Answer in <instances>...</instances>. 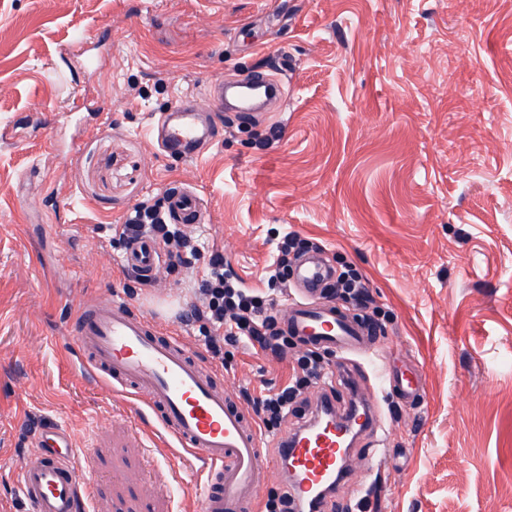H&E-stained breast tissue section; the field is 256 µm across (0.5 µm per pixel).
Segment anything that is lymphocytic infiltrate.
<instances>
[{"label":"lymphocytic infiltrate","mask_w":512,"mask_h":512,"mask_svg":"<svg viewBox=\"0 0 512 512\" xmlns=\"http://www.w3.org/2000/svg\"><path fill=\"white\" fill-rule=\"evenodd\" d=\"M112 234L126 244L142 237L153 239L161 246L170 268H189L200 259L201 250L193 237L181 225L165 222L155 204H136L124 223L113 225ZM195 294L197 301L187 312L186 321L197 326L214 363H223L228 344L245 343L278 359L287 356L292 342L272 313L274 298L244 288L222 255H211ZM323 371L320 353L309 350L295 357L292 373L280 388L256 394L242 390L241 396L252 406L260 431L274 434L287 421L297 399Z\"/></svg>","instance_id":"f902f5d3"}]
</instances>
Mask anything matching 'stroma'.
Wrapping results in <instances>:
<instances>
[{"label": "stroma", "mask_w": 512, "mask_h": 512, "mask_svg": "<svg viewBox=\"0 0 512 512\" xmlns=\"http://www.w3.org/2000/svg\"><path fill=\"white\" fill-rule=\"evenodd\" d=\"M258 71L284 101L242 123L212 111V82ZM179 96L222 129L193 160L147 132ZM170 185L200 194L190 231L247 288L267 291L287 231L364 276L381 334L356 382L386 447L372 460L361 438L330 503L512 512V0H0V512H27L15 469L50 425L78 449L85 512H198L154 414L80 373L65 334L113 294L163 323L190 308L203 262L142 285L112 235ZM225 352L233 394L291 371Z\"/></svg>", "instance_id": "35a3bbf8"}]
</instances>
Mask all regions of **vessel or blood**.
Instances as JSON below:
<instances>
[{"instance_id":"obj_1","label":"vessel or blood","mask_w":512,"mask_h":512,"mask_svg":"<svg viewBox=\"0 0 512 512\" xmlns=\"http://www.w3.org/2000/svg\"><path fill=\"white\" fill-rule=\"evenodd\" d=\"M163 152L197 157L211 143L213 126H200L195 110L178 102L152 126ZM166 213L175 224H197L203 217L200 195L183 187L166 194ZM123 263L152 276L160 261L158 244L144 237L132 242ZM330 276L317 256L296 266V297L290 298L282 324L301 342L342 355L366 354L377 337L363 322L339 311L324 297ZM87 368L116 390L131 392L154 413L162 430L182 449L200 481L195 496L200 512H257V495L273 468L290 464L286 487L295 501L318 500L322 488L349 477L347 456L355 444L348 424L363 413L362 431L382 445L384 430L371 401L339 404L319 398L302 428L272 440L261 436L254 417L186 347L179 332L158 335L153 316L135 313L116 295L78 306L68 327ZM66 433H40L34 449L15 473L16 486L30 512H80L87 488L73 465Z\"/></svg>"}]
</instances>
